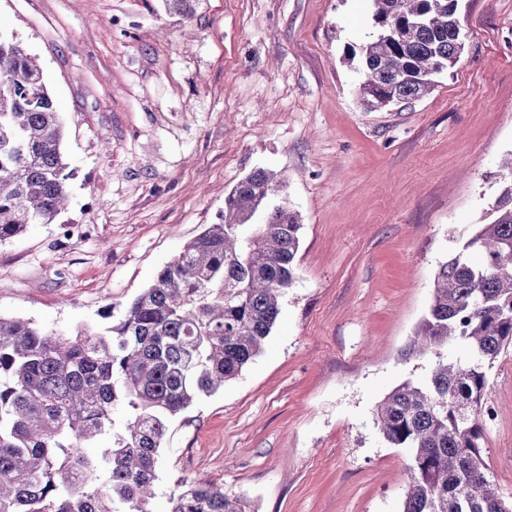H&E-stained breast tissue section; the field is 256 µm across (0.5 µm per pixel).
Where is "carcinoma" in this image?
Instances as JSON below:
<instances>
[{
  "mask_svg": "<svg viewBox=\"0 0 512 512\" xmlns=\"http://www.w3.org/2000/svg\"><path fill=\"white\" fill-rule=\"evenodd\" d=\"M371 2L357 87L370 110L424 96L465 48L459 0ZM63 139L41 68L0 32V241L51 223L67 202ZM498 176L490 221L439 265L404 351L434 364L375 410L384 440L407 454L402 512H512L481 447L488 370L512 342V156ZM282 182L265 169L240 179L219 222L101 332L0 316V512H153L171 421L255 359L295 280L302 224L271 204ZM448 345L463 355L443 358ZM103 437L112 443L98 455L83 452ZM168 512H246V502L186 480Z\"/></svg>",
  "mask_w": 512,
  "mask_h": 512,
  "instance_id": "obj_1",
  "label": "carcinoma"
}]
</instances>
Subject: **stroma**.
<instances>
[{
  "mask_svg": "<svg viewBox=\"0 0 512 512\" xmlns=\"http://www.w3.org/2000/svg\"><path fill=\"white\" fill-rule=\"evenodd\" d=\"M461 59L365 111L370 0H0L43 71L73 170L50 224L0 242V316L76 334L121 315L255 169L287 174L295 282L262 352L175 418L155 512L185 479L251 512H401L403 449L374 408L424 374L402 352L451 248L487 223L512 151V0H460ZM484 452L512 498V345L489 371Z\"/></svg>",
  "mask_w": 512,
  "mask_h": 512,
  "instance_id": "stroma-1",
  "label": "stroma"
}]
</instances>
